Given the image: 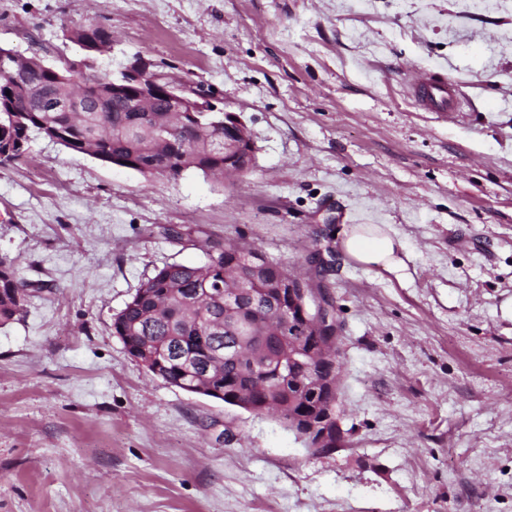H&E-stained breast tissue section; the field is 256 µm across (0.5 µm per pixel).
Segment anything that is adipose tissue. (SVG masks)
<instances>
[{
	"mask_svg": "<svg viewBox=\"0 0 512 512\" xmlns=\"http://www.w3.org/2000/svg\"><path fill=\"white\" fill-rule=\"evenodd\" d=\"M340 246L358 264L405 276L404 246L384 224H353L343 232Z\"/></svg>",
	"mask_w": 512,
	"mask_h": 512,
	"instance_id": "ef3b65f1",
	"label": "adipose tissue"
}]
</instances>
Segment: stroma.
<instances>
[{"instance_id": "1", "label": "stroma", "mask_w": 512, "mask_h": 512, "mask_svg": "<svg viewBox=\"0 0 512 512\" xmlns=\"http://www.w3.org/2000/svg\"><path fill=\"white\" fill-rule=\"evenodd\" d=\"M92 76L143 59L212 92L251 170L146 179L37 137L0 164V258L33 288L0 324V512H512V0H0V47ZM460 99L430 112L412 74ZM386 224L408 276L339 248ZM182 239L168 236V229ZM214 238L322 283L342 438L185 392L112 321Z\"/></svg>"}]
</instances>
